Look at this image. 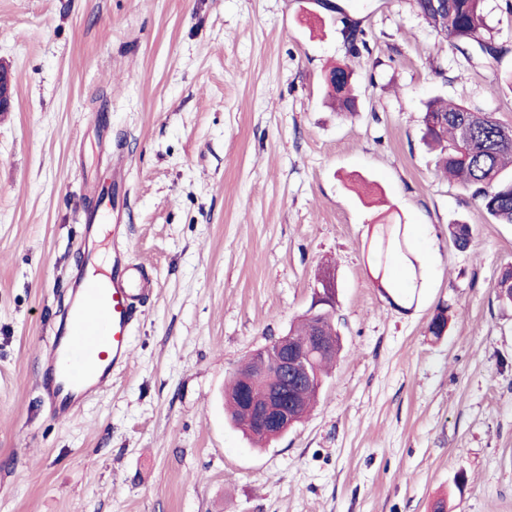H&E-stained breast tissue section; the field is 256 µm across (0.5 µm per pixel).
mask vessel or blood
I'll return each mask as SVG.
<instances>
[{
    "label": "vessel or blood",
    "instance_id": "b4317fda",
    "mask_svg": "<svg viewBox=\"0 0 512 512\" xmlns=\"http://www.w3.org/2000/svg\"><path fill=\"white\" fill-rule=\"evenodd\" d=\"M112 179L87 183L94 205L84 216L87 270L76 272L57 322L51 350L39 370L43 399L59 421H68L86 398L111 382L128 364L130 333L140 307L155 292L154 280L129 259L124 209L113 199L126 195L127 161L121 150L110 158ZM110 225L112 249L98 266L102 225Z\"/></svg>",
    "mask_w": 512,
    "mask_h": 512
}]
</instances>
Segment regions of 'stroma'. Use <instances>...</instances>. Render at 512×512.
Masks as SVG:
<instances>
[{"label": "stroma", "mask_w": 512, "mask_h": 512, "mask_svg": "<svg viewBox=\"0 0 512 512\" xmlns=\"http://www.w3.org/2000/svg\"><path fill=\"white\" fill-rule=\"evenodd\" d=\"M336 2L366 32L358 56L315 0H0V512H512V224L438 173L421 132L435 96L512 125V11L486 0L506 53L472 66L409 0ZM343 64L348 118L325 103ZM107 143L156 291L128 369L61 422L37 371ZM399 221L413 259L377 270V230ZM328 262L341 354L313 411L254 447L225 385Z\"/></svg>", "instance_id": "obj_1"}]
</instances>
